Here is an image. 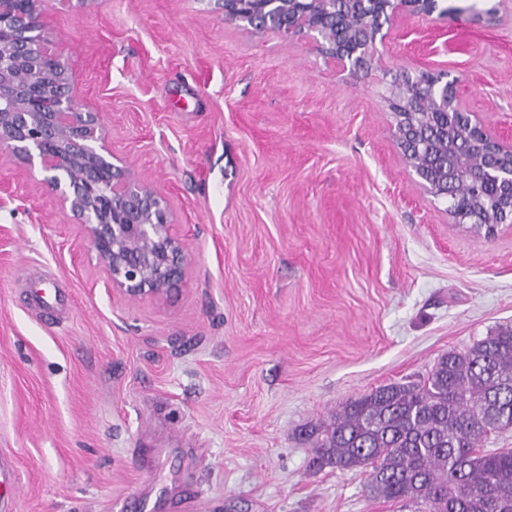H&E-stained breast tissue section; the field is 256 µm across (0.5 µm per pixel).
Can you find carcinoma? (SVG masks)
<instances>
[{
  "label": "carcinoma",
  "instance_id": "1",
  "mask_svg": "<svg viewBox=\"0 0 512 512\" xmlns=\"http://www.w3.org/2000/svg\"><path fill=\"white\" fill-rule=\"evenodd\" d=\"M512 327L443 355L418 383L347 403L322 430L313 464L368 472L370 497L411 512H512Z\"/></svg>",
  "mask_w": 512,
  "mask_h": 512
}]
</instances>
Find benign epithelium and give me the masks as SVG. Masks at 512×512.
<instances>
[{"mask_svg":"<svg viewBox=\"0 0 512 512\" xmlns=\"http://www.w3.org/2000/svg\"><path fill=\"white\" fill-rule=\"evenodd\" d=\"M225 16L251 27L317 33L326 53L355 64L375 48L384 26L400 15L429 17L439 0H384L378 23L356 22L366 0H356L347 29L338 30L333 0H217ZM44 0H0V149L45 173L42 184L60 209L80 221L84 242L106 274L112 291L126 297L166 299L180 291L192 256L173 232L165 197L135 172L114 163L98 113L83 111L70 93L71 74L63 55L38 35ZM394 91L393 118L399 140L417 129L406 116L456 112L464 131L432 133L439 149L431 169L411 161L422 185L451 199L449 214L459 223L486 224L474 204L486 186L504 205L495 223L512 214V132L494 131L460 103L446 74L403 75Z\"/></svg>","mask_w":512,"mask_h":512,"instance_id":"7a95c632","label":"benign epithelium"}]
</instances>
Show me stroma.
I'll list each match as a JSON object with an SVG mask.
<instances>
[{"label":"stroma","instance_id":"1","mask_svg":"<svg viewBox=\"0 0 512 512\" xmlns=\"http://www.w3.org/2000/svg\"><path fill=\"white\" fill-rule=\"evenodd\" d=\"M402 17L361 66L212 0H46L82 109L168 199L194 258L167 300L106 287L40 172L0 151V450L17 512H401L305 433L512 326V227L475 234L396 139L394 77L444 72L512 130V0ZM66 309L43 322L46 275Z\"/></svg>","mask_w":512,"mask_h":512}]
</instances>
